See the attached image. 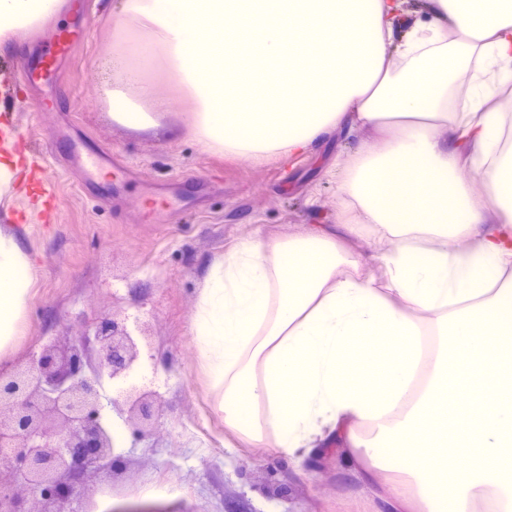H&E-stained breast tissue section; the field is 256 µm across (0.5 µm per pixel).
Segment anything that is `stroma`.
<instances>
[{"instance_id": "35a3bbf8", "label": "stroma", "mask_w": 512, "mask_h": 512, "mask_svg": "<svg viewBox=\"0 0 512 512\" xmlns=\"http://www.w3.org/2000/svg\"><path fill=\"white\" fill-rule=\"evenodd\" d=\"M23 46L0 50V107L27 136L28 175L0 199V225H12L33 265L27 332L0 369L26 361L50 337L79 334L97 318L138 317L152 327L134 382L163 401L158 426L133 437L113 416L117 453L127 471L100 477L92 512H371L374 492L349 474L345 457L328 453L327 493L314 474L273 448H228L212 393L186 355L190 317L206 266L254 229L285 236L340 221L339 187L327 175L337 158L373 142L370 131L334 130L295 164L215 154L184 129L188 103L163 128L136 131L112 122L104 64L114 42V0H71ZM87 28L47 81L28 77L38 48ZM123 159L128 173L104 168L87 184L83 167L56 172L47 157L71 146ZM163 206L164 221L146 213ZM183 489L138 496L132 481L144 462ZM291 486L290 497L271 486Z\"/></svg>"}]
</instances>
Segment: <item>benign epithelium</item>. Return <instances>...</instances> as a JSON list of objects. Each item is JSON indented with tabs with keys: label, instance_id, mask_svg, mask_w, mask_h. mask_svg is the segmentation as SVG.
I'll use <instances>...</instances> for the list:
<instances>
[{
	"label": "benign epithelium",
	"instance_id": "benign-epithelium-1",
	"mask_svg": "<svg viewBox=\"0 0 512 512\" xmlns=\"http://www.w3.org/2000/svg\"><path fill=\"white\" fill-rule=\"evenodd\" d=\"M149 323L128 327L104 317L67 342L46 341L28 361L0 370V448L14 463L0 468V512H81L97 476L123 470L114 453L108 410L139 437L158 424V394L136 386L104 394L105 380L128 377L140 360ZM98 349V361L90 346Z\"/></svg>",
	"mask_w": 512,
	"mask_h": 512
}]
</instances>
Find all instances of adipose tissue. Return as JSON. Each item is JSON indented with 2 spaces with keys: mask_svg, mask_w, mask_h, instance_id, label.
Masks as SVG:
<instances>
[{
  "mask_svg": "<svg viewBox=\"0 0 512 512\" xmlns=\"http://www.w3.org/2000/svg\"><path fill=\"white\" fill-rule=\"evenodd\" d=\"M60 2L0 0V47ZM116 33L118 124L166 121L155 69L214 153L384 141L332 171L340 231L257 229L208 265L190 329L228 434L299 462L342 444L367 485L409 486L375 512H512V0H120ZM32 286L1 225V358Z\"/></svg>",
  "mask_w": 512,
  "mask_h": 512,
  "instance_id": "ef3b65f1",
  "label": "adipose tissue"
}]
</instances>
